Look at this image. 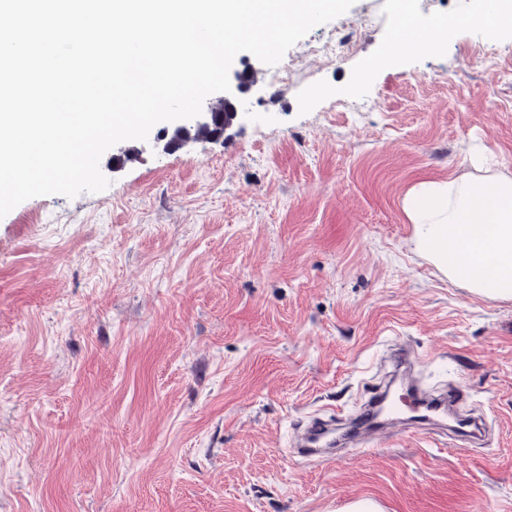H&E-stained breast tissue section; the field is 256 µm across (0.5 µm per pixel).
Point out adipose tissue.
Segmentation results:
<instances>
[{
    "instance_id": "adipose-tissue-1",
    "label": "adipose tissue",
    "mask_w": 512,
    "mask_h": 512,
    "mask_svg": "<svg viewBox=\"0 0 512 512\" xmlns=\"http://www.w3.org/2000/svg\"><path fill=\"white\" fill-rule=\"evenodd\" d=\"M445 180H423L404 200L414 242L449 280L512 299V170L488 158Z\"/></svg>"
}]
</instances>
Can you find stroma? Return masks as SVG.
Returning <instances> with one entry per match:
<instances>
[{"label":"stroma","instance_id":"1","mask_svg":"<svg viewBox=\"0 0 512 512\" xmlns=\"http://www.w3.org/2000/svg\"><path fill=\"white\" fill-rule=\"evenodd\" d=\"M417 12L332 60L291 47L271 84L230 68L240 119L170 150L126 140L108 187L0 219V512H512V300L419 256L408 191L494 158L512 170V26ZM400 339L494 427L486 448L394 429L306 465L287 436L348 408Z\"/></svg>","mask_w":512,"mask_h":512}]
</instances>
